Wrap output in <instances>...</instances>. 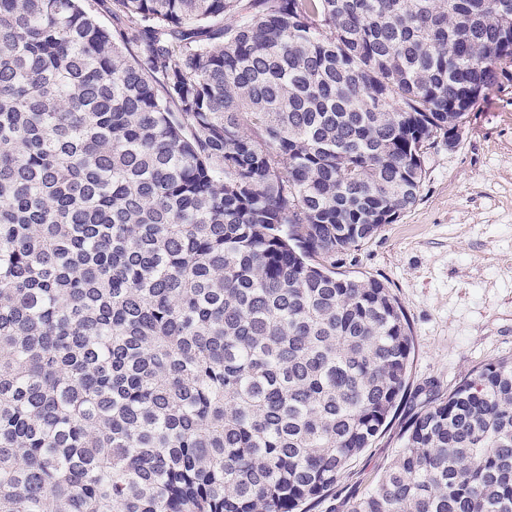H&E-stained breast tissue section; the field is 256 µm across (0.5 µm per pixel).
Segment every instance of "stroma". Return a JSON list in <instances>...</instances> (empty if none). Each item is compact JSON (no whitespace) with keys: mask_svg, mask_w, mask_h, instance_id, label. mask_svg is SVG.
<instances>
[{"mask_svg":"<svg viewBox=\"0 0 512 512\" xmlns=\"http://www.w3.org/2000/svg\"><path fill=\"white\" fill-rule=\"evenodd\" d=\"M336 270L388 286L414 347L404 404L315 512L375 486L421 389L448 391L476 368L512 358V82L480 99L455 148L431 150L418 203Z\"/></svg>","mask_w":512,"mask_h":512,"instance_id":"obj_1","label":"stroma"}]
</instances>
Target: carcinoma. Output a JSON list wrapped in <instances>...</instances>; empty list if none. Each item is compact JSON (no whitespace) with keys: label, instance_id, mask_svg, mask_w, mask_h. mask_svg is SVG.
I'll return each mask as SVG.
<instances>
[{"label":"carcinoma","instance_id":"cac0c4a2","mask_svg":"<svg viewBox=\"0 0 512 512\" xmlns=\"http://www.w3.org/2000/svg\"><path fill=\"white\" fill-rule=\"evenodd\" d=\"M0 0V512H311L413 337L336 261L419 200L512 0ZM346 512H512V360Z\"/></svg>","mask_w":512,"mask_h":512}]
</instances>
